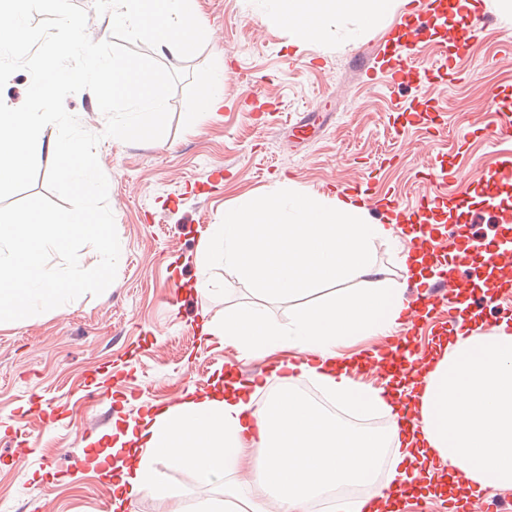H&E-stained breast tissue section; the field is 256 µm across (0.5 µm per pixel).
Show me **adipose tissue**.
<instances>
[{
    "instance_id": "obj_1",
    "label": "adipose tissue",
    "mask_w": 512,
    "mask_h": 512,
    "mask_svg": "<svg viewBox=\"0 0 512 512\" xmlns=\"http://www.w3.org/2000/svg\"><path fill=\"white\" fill-rule=\"evenodd\" d=\"M401 0H275L267 23L287 29L300 46L325 21L344 14L377 29ZM112 19L151 31L159 50L177 55L207 41L208 27L195 0H112ZM396 225L375 224L348 196L248 193L211 225L198 251L199 267L220 258L262 294L290 297L326 282L363 276L360 288L339 290L324 303L298 310L280 323L247 307L225 314L210 330L240 359H264L284 350L300 353L296 373L287 364L281 393L257 399L250 384L232 381L207 396L186 390L178 404L147 411L116 431L106 476L116 507L137 496L164 493L156 469L170 461L203 484L213 497L196 512H311L314 500L330 512H361V498L344 495L365 486L379 512H391L388 485L376 482L383 451L393 458V480L410 484L427 458L454 467L455 488H512V332H462L450 350L431 359L412 395L423 426L403 431L407 411L397 384L357 386L343 348L358 336L385 334L403 326L410 304L404 286L382 287L369 261L373 242L399 241ZM316 380L338 404L358 413L384 412L387 434L353 431L326 418L296 394L301 379Z\"/></svg>"
}]
</instances>
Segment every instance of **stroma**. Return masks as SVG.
Instances as JSON below:
<instances>
[{
	"label": "stroma",
	"mask_w": 512,
	"mask_h": 512,
	"mask_svg": "<svg viewBox=\"0 0 512 512\" xmlns=\"http://www.w3.org/2000/svg\"><path fill=\"white\" fill-rule=\"evenodd\" d=\"M74 2L88 12L92 40L148 54L185 77L156 141L106 137L90 91L65 100L101 137L97 157L121 252L101 295L0 322V512H104L112 489L83 458L93 443L111 442L115 426L179 402L186 389L208 394L229 366L241 378H262L264 392L277 389L266 361H238L233 348L202 333L203 321L254 306L284 322L337 287L286 299L260 294L220 260L200 272L202 237L240 194L331 196L344 185L410 206L451 168L458 172L451 193L469 203L457 230L485 242L503 225L500 210L470 198L512 153V134L496 131L502 107L494 96L512 93V9L502 0H476L478 32L465 54L447 38L458 16L428 29L417 47L428 77L395 87L380 75L363 81L358 63L393 49L400 17L422 12L423 0H408L382 30L365 35L354 19H331L300 51L285 29L264 22L255 0H198L211 38L178 55L159 51L149 33L114 24L108 0ZM444 55L456 56L458 74L435 70ZM218 68L224 105L197 118L198 85ZM428 101L436 107L429 121L402 126L406 109ZM202 274L211 286L205 295L196 290ZM157 468L181 500L136 497L125 512H191L213 494L167 461Z\"/></svg>",
	"instance_id": "1"
}]
</instances>
